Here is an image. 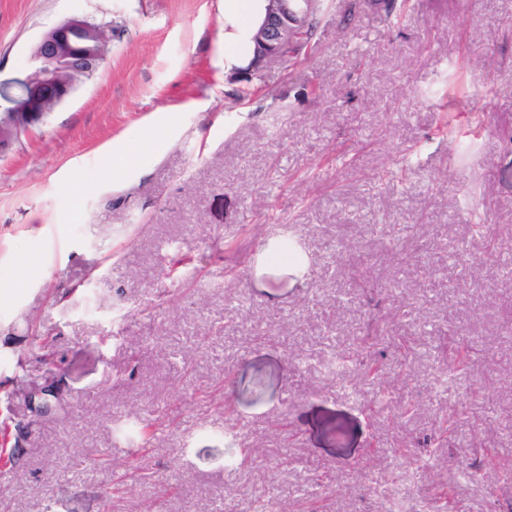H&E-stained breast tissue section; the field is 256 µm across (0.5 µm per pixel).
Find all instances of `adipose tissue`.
Returning <instances> with one entry per match:
<instances>
[{"mask_svg":"<svg viewBox=\"0 0 512 512\" xmlns=\"http://www.w3.org/2000/svg\"><path fill=\"white\" fill-rule=\"evenodd\" d=\"M267 0H224V70L233 72L255 62L252 32L265 19Z\"/></svg>","mask_w":512,"mask_h":512,"instance_id":"adipose-tissue-1","label":"adipose tissue"}]
</instances>
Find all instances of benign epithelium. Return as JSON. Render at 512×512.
Returning a JSON list of instances; mask_svg holds the SVG:
<instances>
[{
	"mask_svg": "<svg viewBox=\"0 0 512 512\" xmlns=\"http://www.w3.org/2000/svg\"><path fill=\"white\" fill-rule=\"evenodd\" d=\"M307 0H268L267 14L253 36L259 72L271 60L288 56L306 27ZM101 26L86 17H70L45 31L36 42L30 69L13 85L0 84V158L19 137L46 122L105 59L109 45Z\"/></svg>",
	"mask_w": 512,
	"mask_h": 512,
	"instance_id": "7a95c632",
	"label": "benign epithelium"
}]
</instances>
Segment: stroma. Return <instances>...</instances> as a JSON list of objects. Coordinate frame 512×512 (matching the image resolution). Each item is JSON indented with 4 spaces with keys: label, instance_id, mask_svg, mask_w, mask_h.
I'll list each match as a JSON object with an SVG mask.
<instances>
[{
    "label": "stroma",
    "instance_id": "35a3bbf8",
    "mask_svg": "<svg viewBox=\"0 0 512 512\" xmlns=\"http://www.w3.org/2000/svg\"><path fill=\"white\" fill-rule=\"evenodd\" d=\"M412 3L329 0L243 99L223 0H0L4 84L58 22L112 25L0 158V512L512 503V0ZM120 140L148 174L111 178ZM372 324L410 350L384 401L325 369ZM135 453L146 480L109 500Z\"/></svg>",
    "mask_w": 512,
    "mask_h": 512
}]
</instances>
